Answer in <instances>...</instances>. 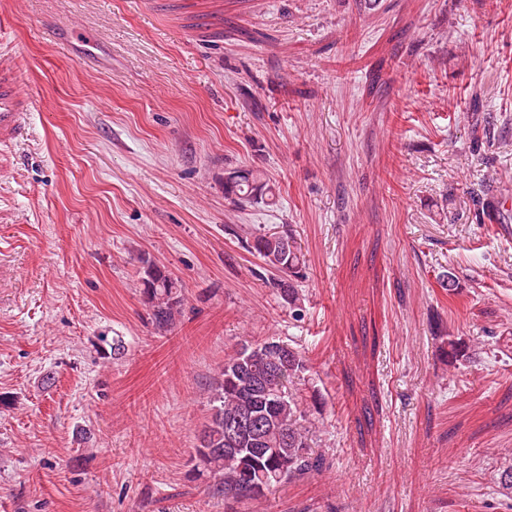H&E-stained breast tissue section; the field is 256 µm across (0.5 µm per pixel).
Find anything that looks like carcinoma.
<instances>
[{"label": "carcinoma", "mask_w": 512, "mask_h": 512, "mask_svg": "<svg viewBox=\"0 0 512 512\" xmlns=\"http://www.w3.org/2000/svg\"><path fill=\"white\" fill-rule=\"evenodd\" d=\"M272 194L262 171L244 169L224 177V196L242 207ZM246 249L278 272L269 285L289 306L300 307L297 282L305 267L288 231L251 233ZM144 305L155 332L165 335L183 316L186 297L180 281L150 260L143 261ZM301 353L273 337L246 343L224 358L210 389L212 413L198 436L196 459L213 480V493L227 504L267 497L278 486L329 468L317 451L312 410L321 395L295 393L305 380Z\"/></svg>", "instance_id": "1"}]
</instances>
